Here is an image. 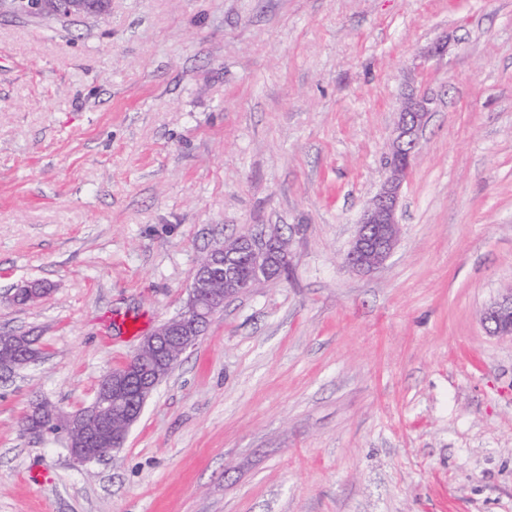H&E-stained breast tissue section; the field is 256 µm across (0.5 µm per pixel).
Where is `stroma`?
I'll return each instance as SVG.
<instances>
[{
  "instance_id": "obj_1",
  "label": "stroma",
  "mask_w": 512,
  "mask_h": 512,
  "mask_svg": "<svg viewBox=\"0 0 512 512\" xmlns=\"http://www.w3.org/2000/svg\"><path fill=\"white\" fill-rule=\"evenodd\" d=\"M412 92L401 235L359 273ZM259 228L287 269L215 312L122 448L80 463L23 432L35 398L87 405ZM511 289L512 0L0 14V333L42 348L0 375V512H512V339L481 321ZM430 100L408 94L401 102L392 135L389 170L379 192L364 210L344 257L352 270L367 273L391 255L400 235L397 211L405 178L420 154V140Z\"/></svg>"
}]
</instances>
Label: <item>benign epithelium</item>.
<instances>
[{"label":"benign epithelium","instance_id":"1","mask_svg":"<svg viewBox=\"0 0 512 512\" xmlns=\"http://www.w3.org/2000/svg\"><path fill=\"white\" fill-rule=\"evenodd\" d=\"M78 6L75 0H25L27 14L40 19L70 14ZM429 104L427 97L413 93L401 102L387 177L364 210L344 257V263L354 271L367 273L378 268L397 243L401 189L420 154ZM287 259L286 242L263 230L238 236L214 248L198 264L185 310L161 323L146 337L130 362L104 375L89 405L65 413L42 399H35L24 414V429L37 438L63 435L70 455L81 462L102 459L122 448L130 428L143 412L147 395L158 385L163 366L196 344L224 302L262 280L280 276ZM242 260L248 261L251 267L248 281L237 274ZM482 321L490 335L512 337V290L485 308Z\"/></svg>","mask_w":512,"mask_h":512}]
</instances>
